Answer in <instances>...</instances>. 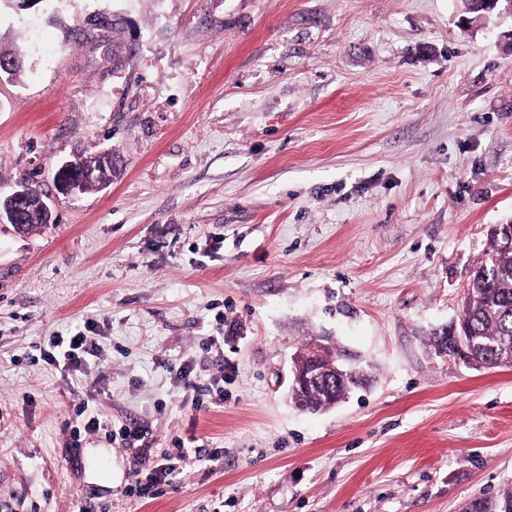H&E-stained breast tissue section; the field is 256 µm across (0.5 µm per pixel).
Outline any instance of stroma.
<instances>
[{
    "instance_id": "stroma-1",
    "label": "stroma",
    "mask_w": 512,
    "mask_h": 512,
    "mask_svg": "<svg viewBox=\"0 0 512 512\" xmlns=\"http://www.w3.org/2000/svg\"><path fill=\"white\" fill-rule=\"evenodd\" d=\"M503 33L464 0H0L22 60L0 194L52 209L0 223V512H459L512 490V367L431 344L512 219ZM98 150L111 183L59 194L58 164ZM88 319L100 355L72 383L41 352ZM321 346L366 381L304 411L292 370ZM87 413L104 429L74 437ZM179 445L176 478L131 495ZM7 195L2 196V202ZM33 204H37L48 215V218H51V208L43 194L28 184L20 185L9 193L7 205L0 206V223L6 219L8 224L19 227L22 225L23 212Z\"/></svg>"
}]
</instances>
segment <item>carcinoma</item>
<instances>
[{
	"label": "carcinoma",
	"mask_w": 512,
	"mask_h": 512,
	"mask_svg": "<svg viewBox=\"0 0 512 512\" xmlns=\"http://www.w3.org/2000/svg\"><path fill=\"white\" fill-rule=\"evenodd\" d=\"M490 237V247L475 266L463 301L462 318L469 336L466 350L434 344L448 355L485 369L512 366V233L501 226L490 232ZM347 394L332 372L309 389L305 398L316 408L322 403L335 404ZM474 504L479 512H512V491L476 497L461 507V512H471Z\"/></svg>",
	"instance_id": "1"
}]
</instances>
